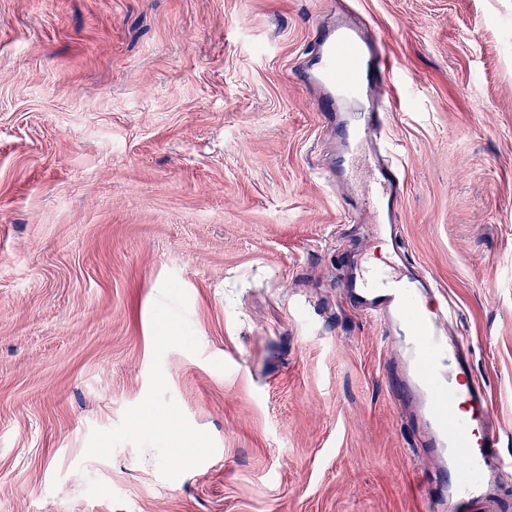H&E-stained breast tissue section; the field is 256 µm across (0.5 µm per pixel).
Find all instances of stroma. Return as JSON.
Listing matches in <instances>:
<instances>
[{
  "label": "stroma",
  "instance_id": "1",
  "mask_svg": "<svg viewBox=\"0 0 512 512\" xmlns=\"http://www.w3.org/2000/svg\"><path fill=\"white\" fill-rule=\"evenodd\" d=\"M392 62L396 232L512 455V0H0V512H425L344 285L315 26Z\"/></svg>",
  "mask_w": 512,
  "mask_h": 512
}]
</instances>
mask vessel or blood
<instances>
[{
  "label": "vessel or blood",
  "instance_id": "1",
  "mask_svg": "<svg viewBox=\"0 0 512 512\" xmlns=\"http://www.w3.org/2000/svg\"><path fill=\"white\" fill-rule=\"evenodd\" d=\"M388 70L383 45L339 20L319 25L301 72L303 83L321 90L324 110L341 131L332 180L351 195L350 171L366 170L372 224L394 223L407 176L388 133L391 100L380 79ZM355 285L369 315L401 336L408 375L400 388L423 405L428 444L440 451L436 469L421 475L427 512H465L489 495L496 471L512 470V459L501 450L500 428L490 420L484 387L469 381L467 358L448 343L454 310L441 300L431 276L407 272L393 261L365 267Z\"/></svg>",
  "mask_w": 512,
  "mask_h": 512
}]
</instances>
